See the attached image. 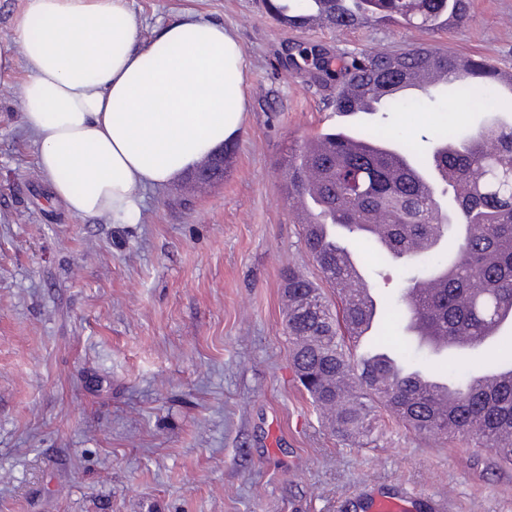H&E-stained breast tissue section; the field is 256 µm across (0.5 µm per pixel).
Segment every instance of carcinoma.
Masks as SVG:
<instances>
[{"instance_id":"carcinoma-1","label":"carcinoma","mask_w":512,"mask_h":512,"mask_svg":"<svg viewBox=\"0 0 512 512\" xmlns=\"http://www.w3.org/2000/svg\"><path fill=\"white\" fill-rule=\"evenodd\" d=\"M266 8L274 19L301 29L317 16L338 30L395 21L435 33L468 18L467 0H266ZM298 55L327 89V105L336 113L353 108L354 91L373 99L379 112H404L424 101L432 105V92L423 98L382 92L384 85H395L428 61L446 67L447 84L455 86L462 109L472 94L493 91L495 103L486 109L483 126L454 148L440 146L436 137L422 157L406 134L382 126H338L318 133L329 151L310 155L294 148L281 167L288 169L284 188L290 199L304 190V168L320 170L321 211L329 217L322 226L344 227L382 258L421 260L412 267L415 274L401 302L427 341L446 336L468 347L490 331L499 333L504 318L512 321V122L502 121L512 112V86H501L500 70L485 57L470 56L467 66L457 70L456 57L429 46L336 56L313 46ZM377 212L389 218L386 246L369 224V215ZM447 233L453 234L448 260H423ZM303 239L323 281L340 289L346 276L344 248L331 233L317 232L310 224L303 225ZM439 272L444 274L441 287L423 294L424 281ZM282 288L291 302L286 330L296 376L318 410L336 408L332 428L337 434L356 438L372 433L377 400L418 431L472 437L512 463V358L448 377L457 401L444 417L432 395L408 379L387 375L385 363L354 359L348 331L359 301L338 292L333 309L317 283L291 269L282 275ZM496 375L503 376L498 385L475 386L478 378ZM346 377L352 380L350 389L340 385Z\"/></svg>"}]
</instances>
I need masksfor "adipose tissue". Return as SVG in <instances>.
Returning a JSON list of instances; mask_svg holds the SVG:
<instances>
[{
  "instance_id": "adipose-tissue-1",
  "label": "adipose tissue",
  "mask_w": 512,
  "mask_h": 512,
  "mask_svg": "<svg viewBox=\"0 0 512 512\" xmlns=\"http://www.w3.org/2000/svg\"><path fill=\"white\" fill-rule=\"evenodd\" d=\"M14 27L24 128L76 217L138 223L148 189L240 134L245 61L223 25L188 17L144 41L127 0H29Z\"/></svg>"
}]
</instances>
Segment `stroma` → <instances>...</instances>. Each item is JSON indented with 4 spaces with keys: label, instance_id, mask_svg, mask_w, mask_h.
I'll list each match as a JSON object with an SVG mask.
<instances>
[{
    "label": "stroma",
    "instance_id": "1",
    "mask_svg": "<svg viewBox=\"0 0 512 512\" xmlns=\"http://www.w3.org/2000/svg\"><path fill=\"white\" fill-rule=\"evenodd\" d=\"M142 37L193 15L222 22L245 61L247 109L224 181L146 191L136 224L79 219L51 200L23 131L22 64L0 72V512H355L362 488L403 486L449 512H512V465L464 437L377 408L372 435L336 436L297 382L280 273L319 272L279 167L338 123L298 46L428 45L512 70V0H469L441 34L390 24L295 30L264 0H128ZM367 115L428 139L484 122L467 111ZM375 333L402 334L405 272L366 259Z\"/></svg>",
    "mask_w": 512,
    "mask_h": 512
}]
</instances>
